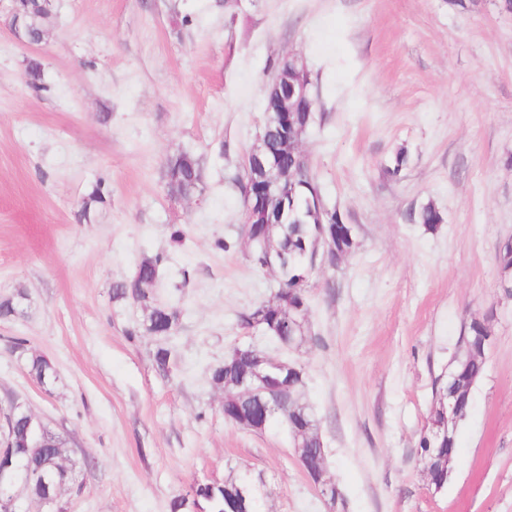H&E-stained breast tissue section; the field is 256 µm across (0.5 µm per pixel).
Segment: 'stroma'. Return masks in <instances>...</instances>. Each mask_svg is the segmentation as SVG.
Instances as JSON below:
<instances>
[{"instance_id":"35a3bbf8","label":"stroma","mask_w":512,"mask_h":512,"mask_svg":"<svg viewBox=\"0 0 512 512\" xmlns=\"http://www.w3.org/2000/svg\"><path fill=\"white\" fill-rule=\"evenodd\" d=\"M44 41L26 46L0 0V404L13 399L94 460L63 512H169L196 481L264 482L262 512H328L282 420L225 421L207 371L252 344L302 365L300 394L327 449L345 512H512V295L498 251L512 239V12L503 0H52ZM312 82L300 144L327 207L356 248L309 278L298 348L248 333L240 316L278 289L256 271L235 183L258 140L276 63ZM41 91L25 80L30 60ZM181 151L204 189L171 195ZM399 178L382 168L396 155ZM105 201L87 221L84 197ZM434 205L436 229L411 220ZM162 256L155 290L180 310L160 337L114 283ZM490 336L486 368L455 431L442 490L420 457L435 377L463 322ZM27 341L26 353L11 339ZM53 365L43 386L27 357ZM203 169L200 161L190 153L182 152L167 159L166 176L169 192L170 181L172 178H178L180 184L186 188H195L199 191L202 183Z\"/></svg>"}]
</instances>
